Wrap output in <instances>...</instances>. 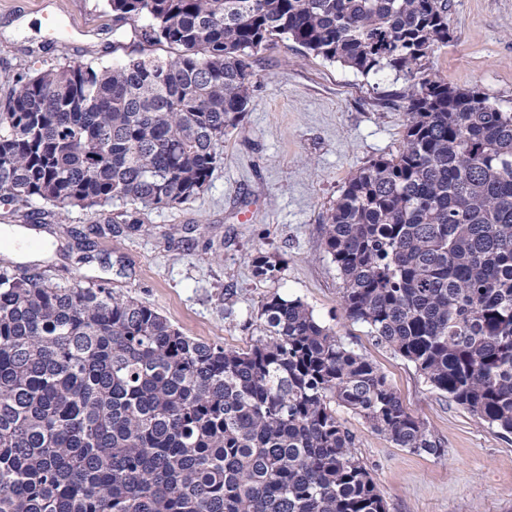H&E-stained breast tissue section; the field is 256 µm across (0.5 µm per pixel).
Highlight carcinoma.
<instances>
[{
  "mask_svg": "<svg viewBox=\"0 0 512 512\" xmlns=\"http://www.w3.org/2000/svg\"><path fill=\"white\" fill-rule=\"evenodd\" d=\"M175 55L17 74L0 98V203L102 215L209 186L253 66L281 39L363 76L413 77L449 0H108ZM402 149L323 221L346 318L479 422L512 433V108L423 78L392 94ZM0 254V512H387L333 405L396 447L442 444L387 377L299 299L269 338L200 341L156 309L21 274ZM254 275L281 267L262 252Z\"/></svg>",
  "mask_w": 512,
  "mask_h": 512,
  "instance_id": "cac0c4a2",
  "label": "carcinoma"
}]
</instances>
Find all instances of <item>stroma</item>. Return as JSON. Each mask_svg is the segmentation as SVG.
<instances>
[{"mask_svg":"<svg viewBox=\"0 0 512 512\" xmlns=\"http://www.w3.org/2000/svg\"><path fill=\"white\" fill-rule=\"evenodd\" d=\"M449 20L453 38L429 58L424 76L512 101V0H450ZM142 53L171 51L144 46L133 22H115L106 0H0V89L20 72L68 61L109 65ZM253 85L208 189L186 204L140 211L139 232H126L120 201L106 234L97 232L95 214L61 213L41 201L20 213L0 205V226L60 223L63 244L89 245L93 260L46 258L39 273L68 284L104 282L210 344L250 346L266 335L262 303L301 299L380 368L443 444L439 457L398 448L338 409L388 512H512V434L478 423L412 362L346 319L343 283L323 250L322 219L350 176L403 146V114L390 102L402 81L363 77L286 40L255 64ZM258 250L280 265L277 278L253 276Z\"/></svg>","mask_w":512,"mask_h":512,"instance_id":"1","label":"stroma"}]
</instances>
